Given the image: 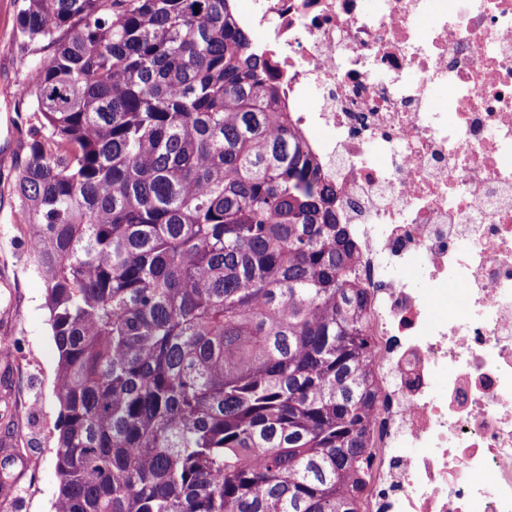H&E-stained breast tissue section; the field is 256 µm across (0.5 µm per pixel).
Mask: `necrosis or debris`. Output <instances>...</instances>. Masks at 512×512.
I'll return each instance as SVG.
<instances>
[{
    "label": "necrosis or debris",
    "mask_w": 512,
    "mask_h": 512,
    "mask_svg": "<svg viewBox=\"0 0 512 512\" xmlns=\"http://www.w3.org/2000/svg\"><path fill=\"white\" fill-rule=\"evenodd\" d=\"M236 18L357 244L379 386L361 512H512V0Z\"/></svg>",
    "instance_id": "obj_1"
}]
</instances>
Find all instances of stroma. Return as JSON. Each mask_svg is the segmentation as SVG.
Instances as JSON below:
<instances>
[{"label":"stroma","mask_w":512,"mask_h":512,"mask_svg":"<svg viewBox=\"0 0 512 512\" xmlns=\"http://www.w3.org/2000/svg\"><path fill=\"white\" fill-rule=\"evenodd\" d=\"M18 0H0V304L14 319L0 330V441L20 459L0 512H52L57 489L53 449L59 405L53 394L57 350L48 325L45 288L32 267L33 245L23 222L14 176L30 136L18 114L19 92L39 56L20 44Z\"/></svg>","instance_id":"35a3bbf8"}]
</instances>
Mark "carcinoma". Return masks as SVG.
I'll return each mask as SVG.
<instances>
[{"label":"carcinoma","instance_id":"cac0c4a2","mask_svg":"<svg viewBox=\"0 0 512 512\" xmlns=\"http://www.w3.org/2000/svg\"><path fill=\"white\" fill-rule=\"evenodd\" d=\"M232 0H21L53 512H359L356 247Z\"/></svg>","mask_w":512,"mask_h":512}]
</instances>
